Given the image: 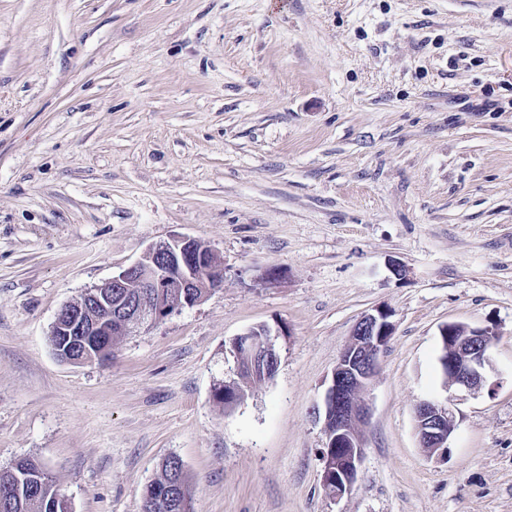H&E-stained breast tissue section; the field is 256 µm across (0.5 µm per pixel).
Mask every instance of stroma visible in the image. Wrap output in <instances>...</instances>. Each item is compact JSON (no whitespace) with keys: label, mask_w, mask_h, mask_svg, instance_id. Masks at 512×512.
Masks as SVG:
<instances>
[{"label":"stroma","mask_w":512,"mask_h":512,"mask_svg":"<svg viewBox=\"0 0 512 512\" xmlns=\"http://www.w3.org/2000/svg\"><path fill=\"white\" fill-rule=\"evenodd\" d=\"M176 237L223 288L61 360L57 311ZM378 306L336 497L314 409ZM449 322L495 327V388L456 402L439 457L415 411L450 400ZM259 325L283 330L275 376L218 404ZM171 455L191 512H512V0H0V470L141 512Z\"/></svg>","instance_id":"obj_1"}]
</instances>
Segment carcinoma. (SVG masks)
Returning <instances> with one entry per match:
<instances>
[{"instance_id": "1", "label": "carcinoma", "mask_w": 512, "mask_h": 512, "mask_svg": "<svg viewBox=\"0 0 512 512\" xmlns=\"http://www.w3.org/2000/svg\"><path fill=\"white\" fill-rule=\"evenodd\" d=\"M115 337L81 336L73 344L63 343L58 336L51 337L55 351L63 358L100 361L104 351ZM243 395L239 385H222L216 389L215 399L226 406ZM0 489L12 491V500L0 505L4 512H68L64 495L48 470L41 463L22 458L0 472ZM189 476L182 460L177 456L166 458L158 478L144 493L143 512H184L190 507Z\"/></svg>"}]
</instances>
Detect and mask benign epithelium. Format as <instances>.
<instances>
[{
    "label": "benign epithelium",
    "mask_w": 512,
    "mask_h": 512,
    "mask_svg": "<svg viewBox=\"0 0 512 512\" xmlns=\"http://www.w3.org/2000/svg\"><path fill=\"white\" fill-rule=\"evenodd\" d=\"M224 287V265L203 242L179 237L150 248L143 258L121 270L101 285L87 289L75 302L64 304L56 313L51 335L72 341L75 336H98L105 319L117 323L119 335L126 336L161 323L167 317L192 307V289L213 292ZM138 288L139 294L120 309L112 310V289ZM390 312L373 309L356 323L342 352L316 417L326 429L328 447L336 454L323 460V474L335 476L326 489L340 497L354 487L364 455L361 427L369 417V407L361 393L377 375L379 357L393 334ZM281 332L265 325L239 336L241 347L252 361L243 365L251 379H271L278 360L277 339ZM438 358L444 386L463 396L494 389L489 382L490 349L497 333L490 327L472 328L462 323H446L440 328ZM417 435L429 453L444 456L456 424L452 409L436 401L424 400L416 409Z\"/></svg>",
    "instance_id": "7a95c632"
}]
</instances>
